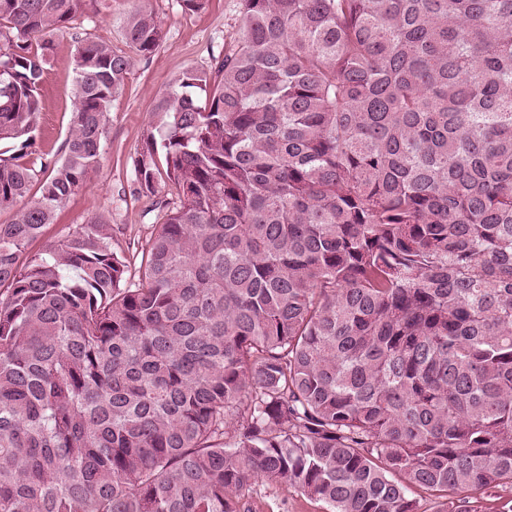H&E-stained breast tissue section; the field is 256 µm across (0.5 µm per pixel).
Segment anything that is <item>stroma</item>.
<instances>
[{
  "mask_svg": "<svg viewBox=\"0 0 512 512\" xmlns=\"http://www.w3.org/2000/svg\"><path fill=\"white\" fill-rule=\"evenodd\" d=\"M161 24L162 41L148 56L134 57L125 83L108 107L100 166L90 181L70 197L35 241L32 251L62 239L91 217L112 226V249L137 271L140 248L159 222L147 197L134 195L135 164L150 120L154 98L183 72H214L224 55V40L239 23L238 0H207L197 12L182 9L179 0H150ZM137 0H95L79 14L70 30L57 34L39 87L43 111L38 141L54 160H63L72 119L77 41L89 38L126 49L125 21ZM255 512H324L322 503L299 491L258 482L253 490Z\"/></svg>",
  "mask_w": 512,
  "mask_h": 512,
  "instance_id": "stroma-1",
  "label": "stroma"
}]
</instances>
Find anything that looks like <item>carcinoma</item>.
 Wrapping results in <instances>:
<instances>
[{"mask_svg": "<svg viewBox=\"0 0 512 512\" xmlns=\"http://www.w3.org/2000/svg\"><path fill=\"white\" fill-rule=\"evenodd\" d=\"M90 2L0 0V512L512 488V0H239L217 70L155 98L135 193L179 203L135 278L101 217L29 252L162 38L142 0L130 53L78 42L50 160L38 86Z\"/></svg>", "mask_w": 512, "mask_h": 512, "instance_id": "cac0c4a2", "label": "carcinoma"}]
</instances>
